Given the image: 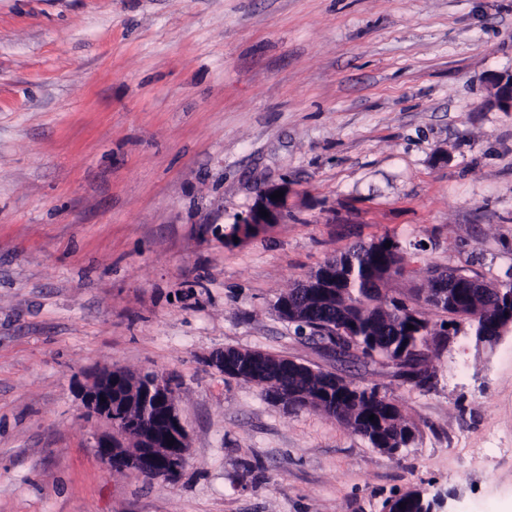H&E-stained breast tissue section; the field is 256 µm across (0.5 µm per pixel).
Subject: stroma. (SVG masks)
I'll use <instances>...</instances> for the list:
<instances>
[{
    "label": "stroma",
    "mask_w": 512,
    "mask_h": 512,
    "mask_svg": "<svg viewBox=\"0 0 512 512\" xmlns=\"http://www.w3.org/2000/svg\"><path fill=\"white\" fill-rule=\"evenodd\" d=\"M512 0H0V512H380L410 489L512 512V333L461 332L436 384L341 358L276 315L326 259L424 243L411 276L512 268ZM281 223L241 241L259 187ZM284 355L377 386L392 456L206 358ZM172 377L176 483L116 472L78 390ZM490 82L495 89L498 106L504 112H512V72L493 74ZM275 191H283V197L280 199H271V195H273ZM287 200V183H271L264 186L259 190L255 202L249 209L247 215L238 222L236 234L239 237L247 238L251 236L247 232L248 227L257 225L263 230L270 224H278L284 215ZM260 209H263V211L267 210L269 217H262Z\"/></svg>",
    "instance_id": "stroma-1"
}]
</instances>
